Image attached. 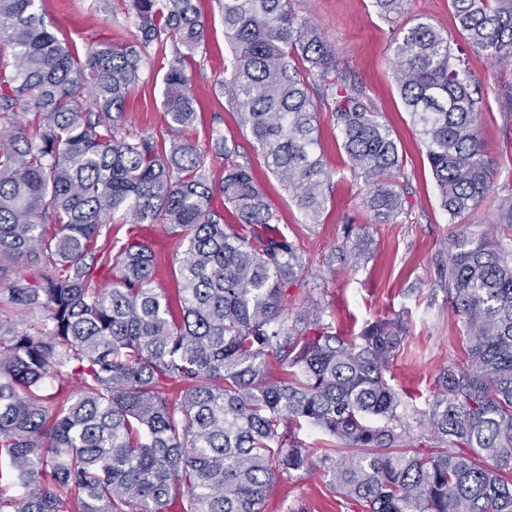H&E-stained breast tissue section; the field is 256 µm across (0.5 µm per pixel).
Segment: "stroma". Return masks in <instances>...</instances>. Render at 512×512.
Listing matches in <instances>:
<instances>
[{
    "instance_id": "35a3bbf8",
    "label": "stroma",
    "mask_w": 512,
    "mask_h": 512,
    "mask_svg": "<svg viewBox=\"0 0 512 512\" xmlns=\"http://www.w3.org/2000/svg\"><path fill=\"white\" fill-rule=\"evenodd\" d=\"M299 16L318 26L336 52L337 68L348 82L362 87L364 101L380 112L403 159L395 178L404 210L393 222H382L366 211L369 187L354 177L341 148V135L329 107L318 115L319 149L331 173L332 188L318 223L296 207L289 192L264 166L248 129L239 123L235 107L216 91L231 53L217 0H198L209 24L206 52L188 67L190 93L197 122L189 139L205 153L213 173L223 159L211 156V134L220 131L228 146L247 159L283 233L303 254L307 267L297 300L288 309L296 318L304 302L316 303L321 325L338 335L355 337L374 321L398 317L407 334L386 374L400 395L397 419L404 440L432 445L428 412L440 391L438 377L462 357V329L448 297V249L460 233L487 234L499 239L512 229L499 224L500 194L512 188V62H498L469 44L453 14L450 0H406L403 14L385 18L375 0H291ZM49 30L85 52L91 43L134 45L136 27L127 0H38ZM427 22L447 32L453 55L463 57L472 76L471 90L486 158L495 172L492 192L466 218L453 224L440 207L425 148L401 99L394 75V47L401 29ZM168 58L155 57L143 68L125 109L126 130L153 135L164 126L162 92ZM147 240L157 254L155 284L176 288L178 240L160 226L141 229L129 218H114L112 249L133 240ZM365 247L360 261L346 251ZM358 505L329 493L322 474H294L278 480L264 512H358Z\"/></svg>"
}]
</instances>
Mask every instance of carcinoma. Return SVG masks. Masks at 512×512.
I'll use <instances>...</instances> for the list:
<instances>
[{"mask_svg": "<svg viewBox=\"0 0 512 512\" xmlns=\"http://www.w3.org/2000/svg\"><path fill=\"white\" fill-rule=\"evenodd\" d=\"M35 2L0 0V484L11 491L0 512H166L177 495L181 512H264L279 477L317 463L361 512H512V243H451L464 359L429 412L440 445L403 444L385 378L403 320L305 339L318 305L288 324L301 252L223 134L212 135L218 178L183 137L196 119L187 65L207 35L195 0H128L137 44L83 58ZM218 2L232 48L219 90L297 207L317 221L330 184L314 136L318 78L370 186L364 207L397 217V143L359 90H336L320 29L290 0ZM450 2L474 46L512 60V0ZM169 49L163 135L132 136L125 103L142 64ZM451 59L448 35L424 22L396 42L401 97L455 223L493 189V171L470 73ZM497 211L512 228V191ZM116 214L185 243L176 295L153 286L149 243L112 254ZM271 357L286 380H268ZM306 427L341 448L306 447Z\"/></svg>", "mask_w": 512, "mask_h": 512, "instance_id": "carcinoma-1", "label": "carcinoma"}]
</instances>
